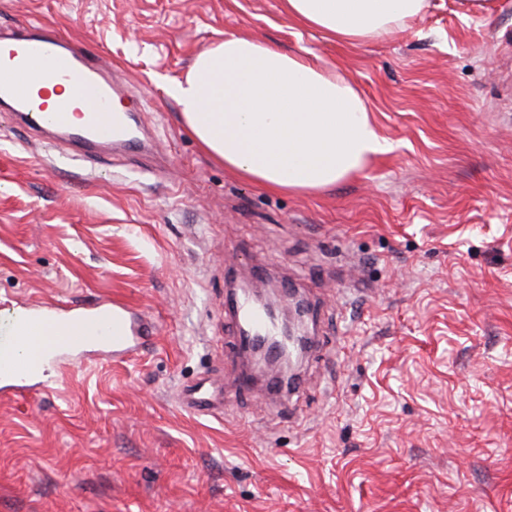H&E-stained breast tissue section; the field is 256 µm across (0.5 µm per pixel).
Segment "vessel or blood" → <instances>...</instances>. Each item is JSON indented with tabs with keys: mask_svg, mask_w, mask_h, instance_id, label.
<instances>
[{
	"mask_svg": "<svg viewBox=\"0 0 512 512\" xmlns=\"http://www.w3.org/2000/svg\"><path fill=\"white\" fill-rule=\"evenodd\" d=\"M66 84L68 93L47 101L38 85L45 78ZM118 87L98 55L63 43L38 28L17 26L0 34V109L13 121L41 132H62L86 149L102 145L140 148V128L125 112L112 111ZM84 116L82 123L72 113ZM239 324L250 328L240 344L266 342V314L234 296L224 302ZM150 338L130 309L104 301L88 311L67 312L46 303L15 306L0 331V393L16 395L40 386L51 362L73 350L111 351L123 360L147 351ZM181 406L197 415L213 406L202 385L187 388Z\"/></svg>",
	"mask_w": 512,
	"mask_h": 512,
	"instance_id": "b4317fda",
	"label": "vessel or blood"
}]
</instances>
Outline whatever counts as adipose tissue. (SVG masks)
<instances>
[{
	"label": "adipose tissue",
	"mask_w": 512,
	"mask_h": 512,
	"mask_svg": "<svg viewBox=\"0 0 512 512\" xmlns=\"http://www.w3.org/2000/svg\"><path fill=\"white\" fill-rule=\"evenodd\" d=\"M426 0H284L294 22L342 44L379 41ZM167 94L201 149L268 192L326 190L392 149L336 65L246 35L200 52Z\"/></svg>",
	"instance_id": "ef3b65f1"
}]
</instances>
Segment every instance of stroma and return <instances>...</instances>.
<instances>
[{
    "instance_id": "35a3bbf8",
    "label": "stroma",
    "mask_w": 512,
    "mask_h": 512,
    "mask_svg": "<svg viewBox=\"0 0 512 512\" xmlns=\"http://www.w3.org/2000/svg\"><path fill=\"white\" fill-rule=\"evenodd\" d=\"M22 23L111 64L151 151L89 163L0 115V298L116 300L153 344L0 398V512H512V0L355 46L283 0H0ZM228 33L336 64L392 151L313 194L213 162L166 89ZM244 280L312 309L281 402L237 382ZM202 380L211 416L178 401Z\"/></svg>"
}]
</instances>
